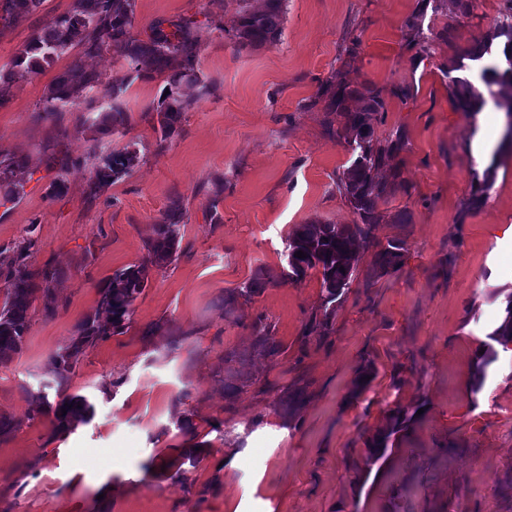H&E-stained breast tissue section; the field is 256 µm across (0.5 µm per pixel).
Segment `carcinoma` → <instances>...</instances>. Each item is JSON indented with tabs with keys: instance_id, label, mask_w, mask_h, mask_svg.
<instances>
[{
	"instance_id": "carcinoma-1",
	"label": "carcinoma",
	"mask_w": 512,
	"mask_h": 512,
	"mask_svg": "<svg viewBox=\"0 0 512 512\" xmlns=\"http://www.w3.org/2000/svg\"><path fill=\"white\" fill-rule=\"evenodd\" d=\"M508 14L497 22L493 31L475 41L452 60L448 91L455 108L460 112L476 113L484 105L482 89L499 91L512 88V65L499 68L482 66L480 61L491 53L493 41H505L504 59H512V0ZM43 0H0V20L18 21L34 13ZM286 0H241L231 32L241 49L261 50L273 45L283 32ZM135 0H71L67 11L53 16L34 34L29 44L10 65L0 68V104L3 90L19 78L34 75L52 65L61 55L76 47L78 55L50 85L38 111L53 115L67 104H75L83 93L105 83V77L87 64V60L104 53L115 52L137 78L154 74L166 76L169 94L161 103L159 114L162 135L172 136L182 114L190 107L189 88L197 83V64L200 51L199 26L191 19L152 27L151 34L141 39L134 34ZM343 70L336 74L329 88L326 110L340 118L336 136L345 140L352 150L353 161L339 174L336 186L358 220L352 224H331L314 220L298 225L287 240L288 272L273 275L265 269L256 272L245 288L224 296V309L234 311L238 299H251L262 289L302 281L313 270L320 275V306L307 323L304 341L320 340L327 336L331 320L357 277L365 253H371V270L379 275L400 268L405 242L391 239L383 244L375 239L377 225L389 221L407 224L410 214L397 211L388 214L380 210V203L407 192L402 171L395 166L396 157L407 147L403 132L395 131L386 140L375 136V124L386 109L382 90L374 85H356L346 78ZM88 130L93 134L115 131L125 126L127 116L118 105L107 104L96 109ZM139 159L135 149L123 148L99 158L87 193L98 199L118 179L131 172ZM36 170L14 153L0 150V205L12 204L24 188V178H33ZM492 169L476 179L471 204L484 199L491 187ZM185 208L182 201L173 198L153 225L145 240L147 262L130 264L112 272L99 289L94 313L78 326L71 342L50 357L56 386L55 403H50L41 391L25 390L29 405L27 420L51 417L53 431H70L87 420L93 407L89 401L69 392V379L74 362L85 349L113 336L126 332L133 315V302L146 288L148 270L166 268L176 259L184 224ZM34 241L17 247L12 253L0 252V281L5 293L0 300V362L21 352L30 324V310L34 301H42V312L52 318L58 310L53 288L58 272L50 265L35 269L29 262ZM306 254L298 258L295 253ZM489 343L475 363L472 392H478L488 368L497 358L494 345L506 349L512 344V295L507 297L505 316L488 334ZM254 351L260 355H275L279 345L264 327L257 328ZM305 398V388L298 387L282 400L284 412L296 414ZM425 403L397 406L390 411L386 422L378 427L367 441L368 458L377 462L395 447L397 435L416 419V412ZM22 422L8 415H0V443L8 441Z\"/></svg>"
}]
</instances>
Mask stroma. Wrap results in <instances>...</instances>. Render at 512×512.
Instances as JSON below:
<instances>
[{"label": "stroma", "mask_w": 512, "mask_h": 512, "mask_svg": "<svg viewBox=\"0 0 512 512\" xmlns=\"http://www.w3.org/2000/svg\"><path fill=\"white\" fill-rule=\"evenodd\" d=\"M70 2L44 0L27 19L0 22V66ZM239 6L136 0L139 37L183 18L201 31L195 100L164 149L156 147L164 76L131 81L117 56L90 59L127 85L119 98L127 124L99 136L97 154L129 143L139 150L137 165L98 200L87 196L97 154L82 131L85 106L58 118L38 110L70 55L16 80L0 104V150L38 171L0 207V248L33 237V265L62 271L56 316L33 305L21 353L0 363V413L22 421L0 444V502L10 512H230L247 495L253 512H512V495L500 490L512 479V350L499 349L481 390H471L476 350L512 294V152L498 150L512 100L489 94L481 112L466 114L448 92L456 48L487 35L505 0H475L464 12L423 0H287L280 42L258 51L238 49L226 32ZM416 14L434 37L426 52L406 26ZM448 25L452 48L435 37ZM347 56L353 83L384 91L376 137L407 135L399 164L410 192L384 209L409 210L412 221L377 226L379 241L404 240L403 266L359 275L329 335L304 346L320 304L316 272L265 288L229 316L224 295L258 269L286 270L298 225L355 221L336 189L352 151L313 104ZM56 144L76 164L54 196ZM488 168L484 202L467 208ZM174 192L186 210L176 261L151 269L127 332L86 349L71 372L70 391L93 404L92 416L61 434L49 420L25 422L23 388L46 389L49 357L93 312L107 277L144 259V239ZM159 322L165 333L147 337ZM259 322L278 354L253 353ZM368 359L377 372L353 397ZM297 383L306 401L288 417L280 398ZM419 401L423 413L388 458L367 463L365 441L390 409ZM186 416L190 437L180 426ZM189 446L197 459L185 464ZM234 455L238 467L224 468Z\"/></svg>", "instance_id": "obj_1"}]
</instances>
